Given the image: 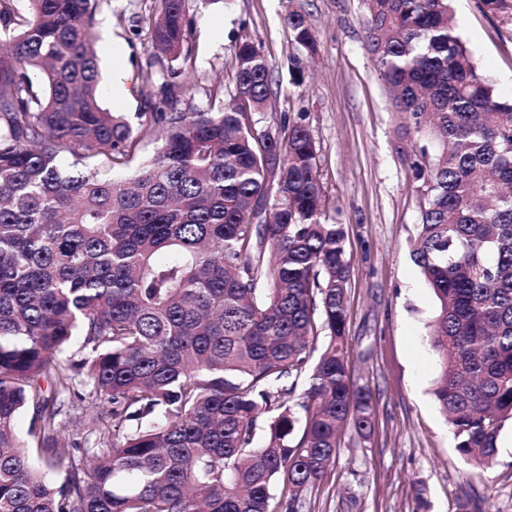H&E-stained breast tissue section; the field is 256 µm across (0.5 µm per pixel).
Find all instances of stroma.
I'll list each match as a JSON object with an SVG mask.
<instances>
[{"label": "stroma", "instance_id": "1", "mask_svg": "<svg viewBox=\"0 0 512 512\" xmlns=\"http://www.w3.org/2000/svg\"><path fill=\"white\" fill-rule=\"evenodd\" d=\"M160 9V0H101L92 29L101 78L118 69L126 77L121 95L104 97L105 109L131 117L158 107L163 74L149 21ZM291 9L307 14L317 42L299 86L288 73L298 49L282 26ZM454 11L481 70L511 98L512 23L482 0H455ZM189 17L183 101H228L235 44L260 43L275 73L258 126L304 114L326 209L347 231L350 360L354 380L371 390L373 425L364 436L340 432L326 477L304 494L305 512H459L465 501L477 512H512V421L491 468L475 471L432 394L439 363L426 336L436 301L411 258L419 182L363 48L358 0H217Z\"/></svg>", "mask_w": 512, "mask_h": 512}]
</instances>
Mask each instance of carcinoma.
Wrapping results in <instances>:
<instances>
[{
  "instance_id": "carcinoma-1",
  "label": "carcinoma",
  "mask_w": 512,
  "mask_h": 512,
  "mask_svg": "<svg viewBox=\"0 0 512 512\" xmlns=\"http://www.w3.org/2000/svg\"><path fill=\"white\" fill-rule=\"evenodd\" d=\"M27 2L0 0V512H296L339 430L373 418L348 355L346 228L304 115L256 128L274 65L246 39L230 100L180 106L189 0H161L164 96L135 128L101 105L100 0ZM359 2L398 132L422 141L412 256L437 301L433 394L484 471L512 419V99L450 0ZM284 26L316 51L306 14ZM146 141L160 143L148 159ZM98 159L128 175L100 177ZM106 404L131 425L122 438L97 425L92 448L63 439Z\"/></svg>"
}]
</instances>
